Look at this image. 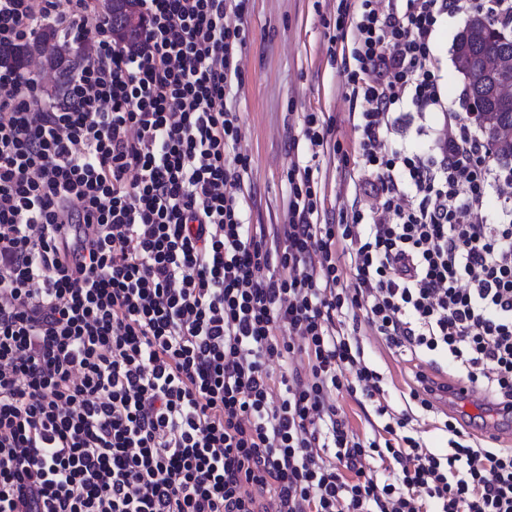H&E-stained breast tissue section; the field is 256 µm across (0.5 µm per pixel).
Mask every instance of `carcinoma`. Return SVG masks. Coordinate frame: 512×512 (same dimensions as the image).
Masks as SVG:
<instances>
[{
  "label": "carcinoma",
  "instance_id": "cac0c4a2",
  "mask_svg": "<svg viewBox=\"0 0 512 512\" xmlns=\"http://www.w3.org/2000/svg\"><path fill=\"white\" fill-rule=\"evenodd\" d=\"M471 26L466 32L457 34L454 44V65L466 83V95L474 105L489 114L488 123L482 134L488 152L503 167L512 165V148L503 146L498 140L501 128H512V101L501 99L496 94H489L493 85L505 80L512 81V76L503 78L495 69V62L503 56L512 57V40L504 39L501 34L508 31V26L494 18L475 13L470 17ZM37 52L44 56L48 66L54 72V82L50 96L57 102L67 101V83L77 68L68 57V41L57 40L56 30L42 28L31 41L21 47L0 50V58L13 61L21 66L25 54Z\"/></svg>",
  "mask_w": 512,
  "mask_h": 512
}]
</instances>
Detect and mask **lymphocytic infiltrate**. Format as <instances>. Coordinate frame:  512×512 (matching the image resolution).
<instances>
[{"label":"lymphocytic infiltrate","instance_id":"1","mask_svg":"<svg viewBox=\"0 0 512 512\" xmlns=\"http://www.w3.org/2000/svg\"><path fill=\"white\" fill-rule=\"evenodd\" d=\"M99 2L0 0V47L93 44L66 105L0 64V512H512V448L447 420L430 450L406 411L357 435L337 398L385 414L381 376L336 324L512 407V222L471 219L488 150L431 49L440 17L512 0H338L367 200L321 223L306 172L275 227L241 220L246 0H139L132 50ZM407 105L454 127L438 155L390 147Z\"/></svg>","mask_w":512,"mask_h":512}]
</instances>
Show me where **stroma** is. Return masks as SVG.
<instances>
[{"mask_svg": "<svg viewBox=\"0 0 512 512\" xmlns=\"http://www.w3.org/2000/svg\"><path fill=\"white\" fill-rule=\"evenodd\" d=\"M245 19L246 44L240 57L243 82L233 99L242 121L239 147L251 160L246 178L251 197L244 221L287 223L288 173L294 164L308 159L306 147L289 150L288 139L299 136L306 113L321 112L332 120V140L343 147L341 155L321 158L318 173L325 196L323 219L335 223L342 204L364 200V183L370 176L367 168L343 162L344 155L354 154L357 135L343 77L345 61L340 45L331 41L336 0H247ZM466 19L463 12L439 18L432 47L440 61L442 98L449 111L467 124L471 118L465 80L453 64L454 40ZM436 125V116L421 117L413 108H404L391 141L397 147L431 153ZM356 335L368 361L384 376V403L390 412L404 409L418 372L448 373L446 361L432 368L392 353L366 322H359Z\"/></svg>", "mask_w": 512, "mask_h": 512, "instance_id": "1", "label": "stroma"}]
</instances>
